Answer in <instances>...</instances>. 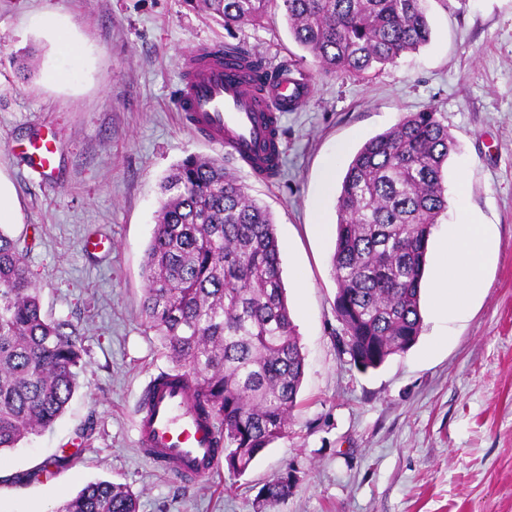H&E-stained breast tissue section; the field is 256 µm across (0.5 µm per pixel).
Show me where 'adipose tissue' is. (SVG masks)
<instances>
[{
	"label": "adipose tissue",
	"mask_w": 512,
	"mask_h": 512,
	"mask_svg": "<svg viewBox=\"0 0 512 512\" xmlns=\"http://www.w3.org/2000/svg\"><path fill=\"white\" fill-rule=\"evenodd\" d=\"M495 254V237L488 225H451L439 256L435 279V311L448 320L463 318L471 302L482 295L486 272Z\"/></svg>",
	"instance_id": "ef3b65f1"
}]
</instances>
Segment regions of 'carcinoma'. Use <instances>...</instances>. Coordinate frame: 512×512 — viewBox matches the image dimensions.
Wrapping results in <instances>:
<instances>
[{"mask_svg":"<svg viewBox=\"0 0 512 512\" xmlns=\"http://www.w3.org/2000/svg\"><path fill=\"white\" fill-rule=\"evenodd\" d=\"M231 28L259 22L271 0H200ZM295 42L322 73L363 77L397 63L431 38L425 0H281ZM250 58L254 88L273 70L240 45L224 60ZM455 140L441 113L405 115L348 163L337 200L331 258L341 351L376 368L420 334L428 241L448 209L444 169ZM143 274L141 315L173 363L163 378L185 382L213 419L229 471L244 474L284 437L298 405L304 354L282 281L269 210L224 167L189 157L161 185ZM20 246L0 225V452L51 427L79 386L83 336L41 313L40 288ZM295 476L268 480L257 508L287 499ZM139 495L113 481L87 484L55 512H139Z\"/></svg>","mask_w":512,"mask_h":512,"instance_id":"cac0c4a2","label":"carcinoma"}]
</instances>
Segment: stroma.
<instances>
[{
    "label": "stroma",
    "instance_id": "stroma-1",
    "mask_svg": "<svg viewBox=\"0 0 512 512\" xmlns=\"http://www.w3.org/2000/svg\"><path fill=\"white\" fill-rule=\"evenodd\" d=\"M432 37L367 77L325 75L290 36L281 8L225 29L196 0H0V196L13 236L36 228L26 255L44 313L78 324L86 352L79 388L52 428L0 452V512H54L86 484L125 482L140 512H254L264 483L290 471L287 500L266 512H512V0H427ZM58 17L78 59L66 82L44 35ZM239 44L311 78L305 105L282 115L283 167L269 183L232 156L224 166L273 215L282 279L305 369L285 437L243 475L218 462L189 483L162 472L135 443L142 392L171 369L140 315L142 266L160 182L190 155H214L177 110L183 53ZM441 112L456 147L448 209L429 241L417 342L378 368L357 369L336 336L331 270L338 190L322 167L342 162L405 115ZM52 131L53 177L30 176L20 146ZM491 225L487 288L464 318L433 312V280L449 225ZM111 239L108 253L86 237ZM65 456L52 474H26Z\"/></svg>",
    "mask_w": 512,
    "mask_h": 512
}]
</instances>
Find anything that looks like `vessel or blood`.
<instances>
[{"instance_id": "1", "label": "vessel or blood", "mask_w": 512, "mask_h": 512, "mask_svg": "<svg viewBox=\"0 0 512 512\" xmlns=\"http://www.w3.org/2000/svg\"><path fill=\"white\" fill-rule=\"evenodd\" d=\"M178 109L208 144L226 150L251 173L275 180L269 153L272 131L282 113L296 111L309 96L307 83L281 69L264 92H256L244 66L225 64L208 44L187 51ZM58 144L46 133L21 149L32 173L46 177L56 168ZM138 445L175 476L197 480L209 474L221 453L213 420L195 406L188 387L153 379L136 411Z\"/></svg>"}]
</instances>
